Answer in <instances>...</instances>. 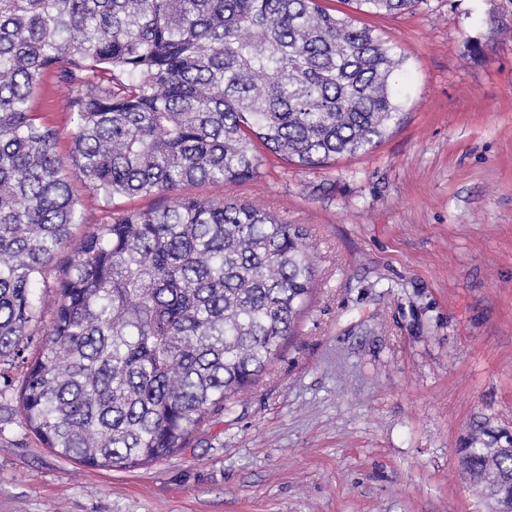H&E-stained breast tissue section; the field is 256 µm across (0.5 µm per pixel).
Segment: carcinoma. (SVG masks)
Returning a JSON list of instances; mask_svg holds the SVG:
<instances>
[{
	"mask_svg": "<svg viewBox=\"0 0 512 512\" xmlns=\"http://www.w3.org/2000/svg\"><path fill=\"white\" fill-rule=\"evenodd\" d=\"M416 0H353L363 14ZM402 59L321 0H0V371L21 362V426L92 467L131 470L188 447L254 387L317 288L300 224L247 202L181 194L369 151L400 120ZM72 89L69 162L32 100ZM74 169L115 209L50 267L82 223ZM36 288L58 303L38 355ZM462 449L480 496L512 495V452Z\"/></svg>",
	"mask_w": 512,
	"mask_h": 512,
	"instance_id": "carcinoma-1",
	"label": "carcinoma"
}]
</instances>
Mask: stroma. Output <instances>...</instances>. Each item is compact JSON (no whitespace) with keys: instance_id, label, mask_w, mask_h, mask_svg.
<instances>
[{"instance_id":"35a3bbf8","label":"stroma","mask_w":512,"mask_h":512,"mask_svg":"<svg viewBox=\"0 0 512 512\" xmlns=\"http://www.w3.org/2000/svg\"><path fill=\"white\" fill-rule=\"evenodd\" d=\"M365 24L403 59L372 150L187 196L308 229L317 292L267 374L188 448L134 470L43 448L0 399V512H484L461 469L512 435V0H420ZM66 88L32 101L71 152Z\"/></svg>"}]
</instances>
